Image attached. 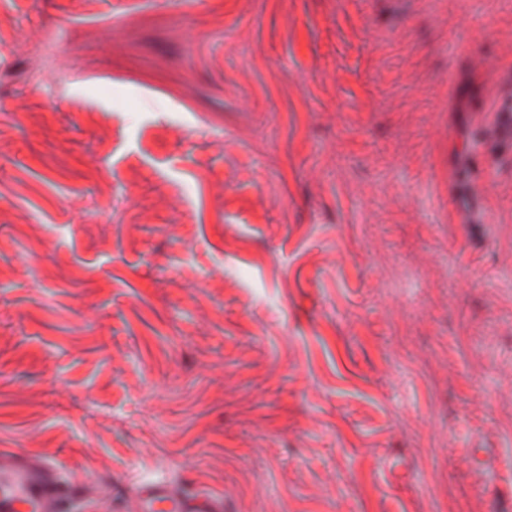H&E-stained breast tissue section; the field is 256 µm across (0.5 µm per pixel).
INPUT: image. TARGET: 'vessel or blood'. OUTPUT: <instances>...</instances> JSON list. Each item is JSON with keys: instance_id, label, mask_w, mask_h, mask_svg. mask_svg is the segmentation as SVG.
<instances>
[{"instance_id": "b4317fda", "label": "vessel or blood", "mask_w": 512, "mask_h": 512, "mask_svg": "<svg viewBox=\"0 0 512 512\" xmlns=\"http://www.w3.org/2000/svg\"><path fill=\"white\" fill-rule=\"evenodd\" d=\"M83 483L62 476L50 461L0 448V512H76L85 498ZM134 512H224L222 494L175 489L163 479L137 486Z\"/></svg>"}]
</instances>
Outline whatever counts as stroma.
Here are the masks:
<instances>
[{"label": "stroma", "instance_id": "35a3bbf8", "mask_svg": "<svg viewBox=\"0 0 512 512\" xmlns=\"http://www.w3.org/2000/svg\"><path fill=\"white\" fill-rule=\"evenodd\" d=\"M0 41V448L83 512H512V0H0ZM52 46L48 30L35 38L31 49V55L35 60L25 76L27 85L38 87L44 85L47 80L58 84L65 68L61 52L51 48ZM132 511L224 512V496L203 490H177L163 479H144L137 486Z\"/></svg>", "mask_w": 512, "mask_h": 512}]
</instances>
